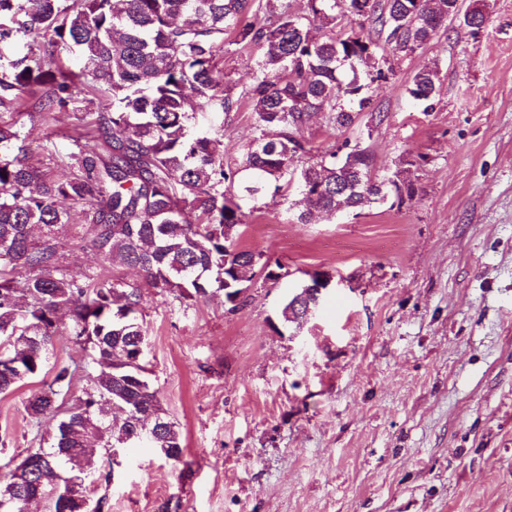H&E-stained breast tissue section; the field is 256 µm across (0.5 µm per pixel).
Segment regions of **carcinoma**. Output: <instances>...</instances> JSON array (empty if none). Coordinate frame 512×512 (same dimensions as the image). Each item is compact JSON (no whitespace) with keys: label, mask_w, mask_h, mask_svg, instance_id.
<instances>
[{"label":"carcinoma","mask_w":512,"mask_h":512,"mask_svg":"<svg viewBox=\"0 0 512 512\" xmlns=\"http://www.w3.org/2000/svg\"><path fill=\"white\" fill-rule=\"evenodd\" d=\"M254 0H0V393L39 376L53 337L63 331L87 361L61 363L25 406L39 427L56 421L50 446L18 452L0 464V512L18 500L55 493L67 512H85L88 449L130 448L140 413L152 428L148 447L183 462L177 424L146 377L144 359L126 351L146 345L138 314L143 289L184 304L221 292L228 311L259 272L273 280L263 253L234 242L244 223L240 201L304 193L308 214L336 215L373 203L400 208L415 194L406 177L375 173L360 144L321 154L300 131L316 114L347 129L373 108V86L395 74L401 57L446 34L448 22L479 29L485 13L461 0H265L267 22L242 24ZM324 34L316 38L312 26ZM261 50L257 75L243 92L253 111V139L240 160L224 154V135L200 132L193 112L233 111L239 102L220 67L224 34ZM76 51L66 66L61 51ZM438 66L418 70L406 88L426 109L437 93ZM87 103L71 147L38 145L31 162L17 122L32 111L43 120ZM112 267L136 269L140 281L75 272L64 261L68 227ZM288 326L304 316L287 299L278 314ZM87 385L73 394V379ZM32 467L20 487L15 468Z\"/></svg>","instance_id":"1"}]
</instances>
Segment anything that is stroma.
Here are the masks:
<instances>
[{
    "instance_id": "35a3bbf8",
    "label": "stroma",
    "mask_w": 512,
    "mask_h": 512,
    "mask_svg": "<svg viewBox=\"0 0 512 512\" xmlns=\"http://www.w3.org/2000/svg\"><path fill=\"white\" fill-rule=\"evenodd\" d=\"M486 22L402 59L373 99L387 120L339 131L314 118L318 151L350 141L379 172L415 159L413 200L299 224L301 196L246 200L238 247L279 261L244 306L223 295L190 307L145 291L148 377L182 434L184 464L149 448L112 460L96 450L86 495L112 512H512V0H483ZM258 50L224 37L236 89ZM437 64L439 92L423 111L406 86ZM77 109L51 127L22 117L29 148L68 145ZM239 158L253 134L248 102L197 112ZM324 291L301 327L277 313L306 273ZM52 368L0 394V464L33 438L25 404Z\"/></svg>"
}]
</instances>
